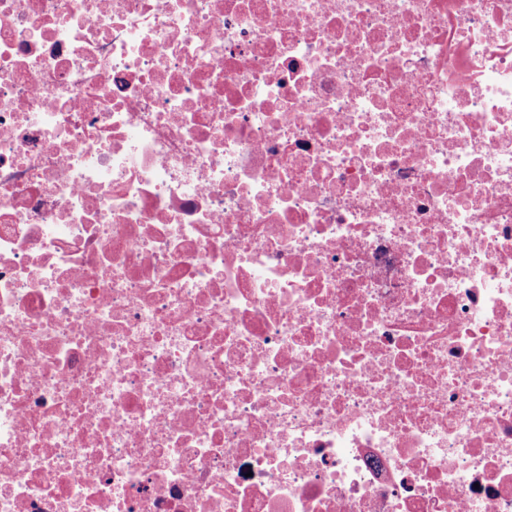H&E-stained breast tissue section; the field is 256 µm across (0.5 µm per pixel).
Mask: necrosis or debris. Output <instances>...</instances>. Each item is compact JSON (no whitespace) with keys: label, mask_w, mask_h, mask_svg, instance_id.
<instances>
[{"label":"necrosis or debris","mask_w":512,"mask_h":512,"mask_svg":"<svg viewBox=\"0 0 512 512\" xmlns=\"http://www.w3.org/2000/svg\"><path fill=\"white\" fill-rule=\"evenodd\" d=\"M0 512H512V0H0Z\"/></svg>","instance_id":"1"}]
</instances>
